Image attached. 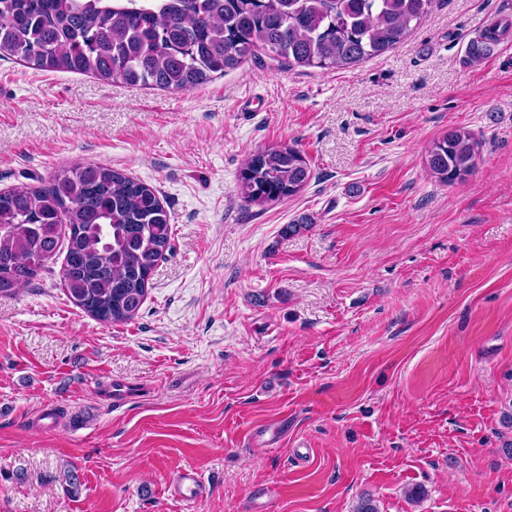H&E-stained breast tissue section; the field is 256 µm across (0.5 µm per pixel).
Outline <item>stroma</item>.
Instances as JSON below:
<instances>
[{"mask_svg": "<svg viewBox=\"0 0 512 512\" xmlns=\"http://www.w3.org/2000/svg\"><path fill=\"white\" fill-rule=\"evenodd\" d=\"M507 18L437 0L354 67L263 56L192 91L0 60V190L103 165L172 226L128 323L74 306L58 257L0 296V512H512V32L469 54ZM454 128L482 150L446 185L427 157ZM279 145L311 181L244 202ZM115 379L143 397L106 407ZM185 467L210 486L191 505L167 492ZM312 179L300 150L285 145L250 156L240 172V193L245 202L262 206L298 194Z\"/></svg>", "mask_w": 512, "mask_h": 512, "instance_id": "1", "label": "stroma"}]
</instances>
